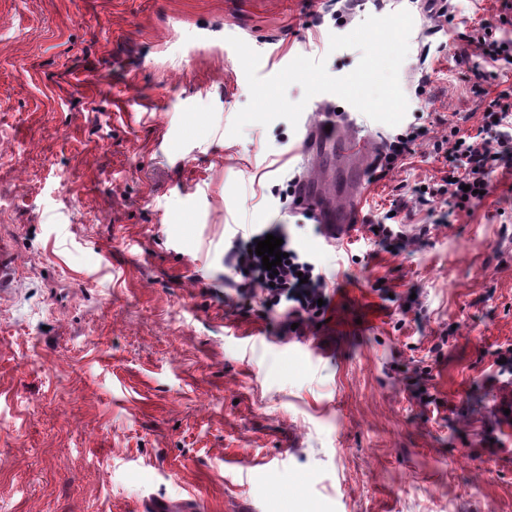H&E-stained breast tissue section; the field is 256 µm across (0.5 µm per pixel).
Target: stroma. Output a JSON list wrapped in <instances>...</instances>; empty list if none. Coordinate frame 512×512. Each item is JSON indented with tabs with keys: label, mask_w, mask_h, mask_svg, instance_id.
<instances>
[{
	"label": "stroma",
	"mask_w": 512,
	"mask_h": 512,
	"mask_svg": "<svg viewBox=\"0 0 512 512\" xmlns=\"http://www.w3.org/2000/svg\"><path fill=\"white\" fill-rule=\"evenodd\" d=\"M329 0H0V512H512V164L470 214L412 189L439 183L433 144L483 104L455 60L482 24L512 40L499 0H387L335 24ZM414 21L405 164L354 184L334 155V205L363 195L358 237L316 248L286 200L310 168L283 119L229 136L247 80L297 56L350 73L331 35L368 16ZM448 215L389 248L370 232ZM285 224L332 279L307 335L277 336L259 294L224 288L232 228ZM414 298L410 312L401 303Z\"/></svg>",
	"instance_id": "obj_1"
}]
</instances>
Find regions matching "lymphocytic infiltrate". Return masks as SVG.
<instances>
[{
  "label": "lymphocytic infiltrate",
  "mask_w": 512,
  "mask_h": 512,
  "mask_svg": "<svg viewBox=\"0 0 512 512\" xmlns=\"http://www.w3.org/2000/svg\"><path fill=\"white\" fill-rule=\"evenodd\" d=\"M475 53L484 65L472 70V90L485 104V128L494 130L496 136L491 140L471 136L462 133L457 122H449L447 134L434 144L445 174L437 190L417 191L419 206L431 205L435 196L441 195L447 197L456 212L470 211L488 192L490 176L500 162L512 157V90L493 93L487 86L488 67L512 61V41L502 42L486 27L468 37L465 47L456 53L457 60L468 63ZM270 234L282 238L280 250L288 255L287 263L278 265L273 275L263 268L261 257L255 253L258 242ZM224 268L225 287L238 292L260 290L262 303L278 310L281 336L305 335L325 313L319 301L327 296L329 278L311 254L294 245L287 225H253L236 233L224 253Z\"/></svg>",
  "instance_id": "1"
}]
</instances>
